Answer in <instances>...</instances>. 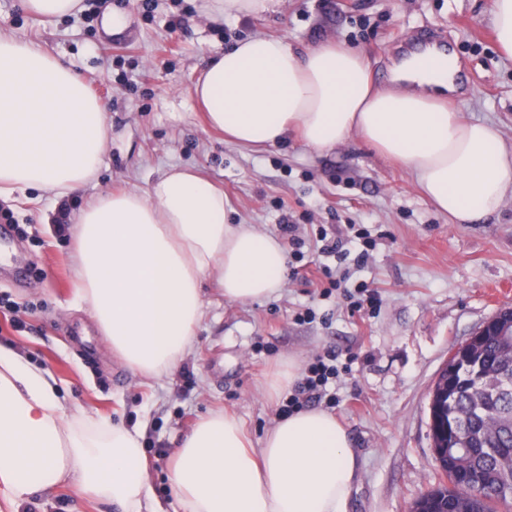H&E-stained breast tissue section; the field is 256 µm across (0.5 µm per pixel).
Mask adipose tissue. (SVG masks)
Returning a JSON list of instances; mask_svg holds the SVG:
<instances>
[{
	"mask_svg": "<svg viewBox=\"0 0 512 512\" xmlns=\"http://www.w3.org/2000/svg\"><path fill=\"white\" fill-rule=\"evenodd\" d=\"M280 0H205L211 20L275 11ZM455 58L430 70L404 60L407 89L375 87L362 50L323 43L298 52L252 36L210 59L190 95L211 128L244 146L299 135L323 153L358 136L400 162L451 223L496 214L512 196V142L488 122L440 103ZM106 114L84 79L40 46L0 31V198L76 191L99 172ZM221 189L188 167L147 190L94 197L71 226L77 292L113 353L133 373H174L202 320V286L230 302L282 287L287 250L230 220ZM139 428L68 413L53 376L0 345V512L70 485L121 512H168L136 470ZM358 463L330 413L279 418L259 444L225 412L201 418L174 450L169 482L181 512H346Z\"/></svg>",
	"mask_w": 512,
	"mask_h": 512,
	"instance_id": "1",
	"label": "adipose tissue"
}]
</instances>
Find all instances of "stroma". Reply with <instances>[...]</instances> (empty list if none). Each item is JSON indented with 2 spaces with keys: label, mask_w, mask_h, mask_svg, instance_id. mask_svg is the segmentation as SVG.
<instances>
[{
  "label": "stroma",
  "mask_w": 512,
  "mask_h": 512,
  "mask_svg": "<svg viewBox=\"0 0 512 512\" xmlns=\"http://www.w3.org/2000/svg\"><path fill=\"white\" fill-rule=\"evenodd\" d=\"M202 3L157 0L146 10L139 0H100L84 22L45 20L25 12L21 0H0V30L40 44L81 75L110 133L97 176L81 189L62 200L42 195L35 205L8 201L15 221L0 223V299L25 326L13 330L0 314V343L48 370L69 408L141 424L147 477L164 502L174 450L199 417L234 414L260 440L282 403L268 395V378L288 359L302 369L336 352L331 413L359 461L347 512H409L438 482L429 399L449 352L512 307V197L481 223H449L409 172L358 137L321 154L293 136L278 147H244L207 127L189 89L209 59L254 35L300 49L328 41L362 49L380 86L408 38L431 36L457 59L454 105L512 140V59L498 50L492 0H280L276 13L221 22L205 17ZM116 6L130 15L117 35L103 25ZM173 166L193 168L223 189L234 223L276 236L282 221L295 224L305 258L259 301H225L206 281L191 353L179 371L147 378L113 354L78 296L67 227L98 193L147 188ZM321 224L339 235L356 224L376 242L364 264L340 267L346 289L328 297L314 275ZM363 284L378 300L358 313L347 296ZM308 307L315 320H297ZM26 512L118 509L62 485Z\"/></svg>",
  "instance_id": "1"
}]
</instances>
